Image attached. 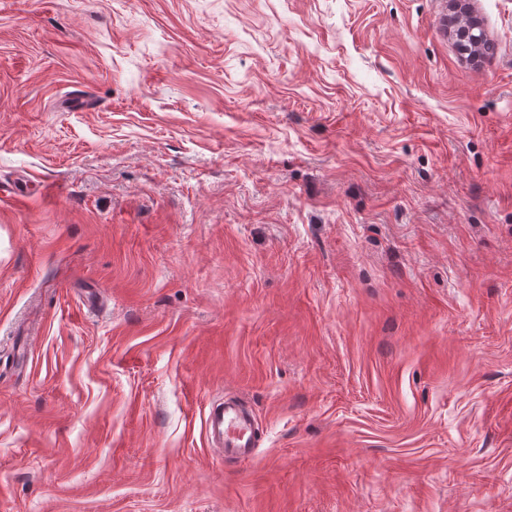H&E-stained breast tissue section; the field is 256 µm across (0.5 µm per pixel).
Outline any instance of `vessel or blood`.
I'll return each instance as SVG.
<instances>
[{"mask_svg":"<svg viewBox=\"0 0 512 512\" xmlns=\"http://www.w3.org/2000/svg\"><path fill=\"white\" fill-rule=\"evenodd\" d=\"M205 432L224 457L249 459L256 454V422L237 397L227 395L212 403L205 418Z\"/></svg>","mask_w":512,"mask_h":512,"instance_id":"1","label":"vessel or blood"}]
</instances>
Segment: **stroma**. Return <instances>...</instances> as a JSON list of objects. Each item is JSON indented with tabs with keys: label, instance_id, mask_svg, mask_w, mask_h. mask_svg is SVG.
Here are the masks:
<instances>
[{
	"label": "stroma",
	"instance_id": "35a3bbf8",
	"mask_svg": "<svg viewBox=\"0 0 512 512\" xmlns=\"http://www.w3.org/2000/svg\"><path fill=\"white\" fill-rule=\"evenodd\" d=\"M470 6L473 57L448 0H0V512H512V0ZM453 30V34L459 48L465 52H471L473 48L478 47L485 40V33L481 25L474 18L462 15ZM253 414L237 397L225 394L209 407L205 432L224 458L249 459L258 448Z\"/></svg>",
	"mask_w": 512,
	"mask_h": 512
}]
</instances>
